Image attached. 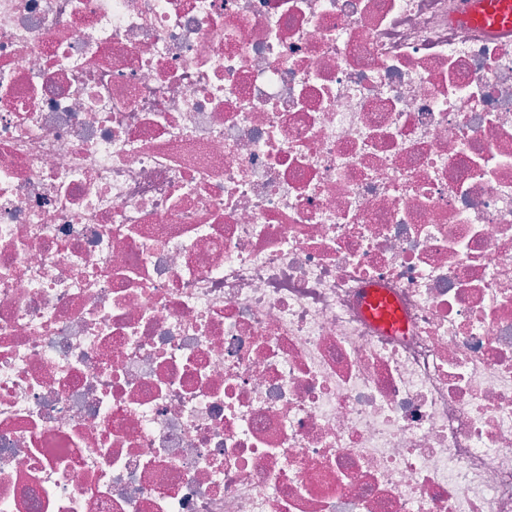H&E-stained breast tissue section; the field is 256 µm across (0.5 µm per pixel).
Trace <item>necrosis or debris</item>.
<instances>
[{
	"mask_svg": "<svg viewBox=\"0 0 512 512\" xmlns=\"http://www.w3.org/2000/svg\"><path fill=\"white\" fill-rule=\"evenodd\" d=\"M459 2L0 0V512H512V31ZM363 304L366 314L384 331L400 333L404 330L405 324L398 306L384 288H364Z\"/></svg>",
	"mask_w": 512,
	"mask_h": 512,
	"instance_id": "necrosis-or-debris-1",
	"label": "necrosis or debris"
}]
</instances>
